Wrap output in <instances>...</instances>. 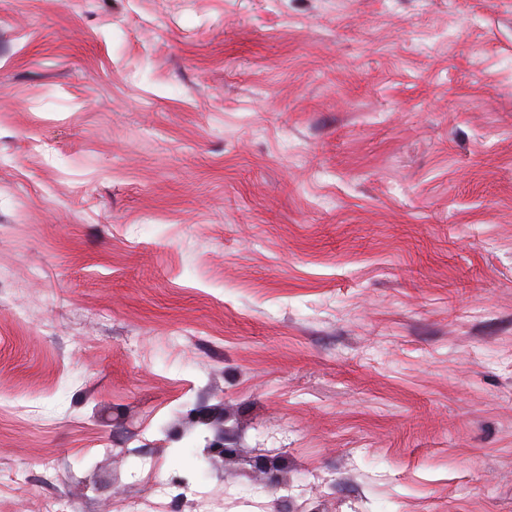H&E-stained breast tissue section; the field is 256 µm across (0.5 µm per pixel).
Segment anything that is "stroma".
<instances>
[{"mask_svg":"<svg viewBox=\"0 0 512 512\" xmlns=\"http://www.w3.org/2000/svg\"><path fill=\"white\" fill-rule=\"evenodd\" d=\"M49 503L512 512V0H0V512Z\"/></svg>","mask_w":512,"mask_h":512,"instance_id":"35a3bbf8","label":"stroma"}]
</instances>
